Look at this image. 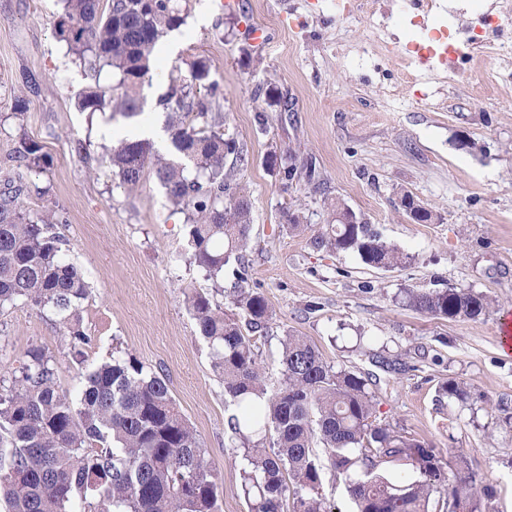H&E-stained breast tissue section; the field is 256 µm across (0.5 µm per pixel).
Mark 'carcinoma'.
<instances>
[{"mask_svg":"<svg viewBox=\"0 0 512 512\" xmlns=\"http://www.w3.org/2000/svg\"><path fill=\"white\" fill-rule=\"evenodd\" d=\"M56 38L90 68L119 76L115 89L86 91L81 109L130 119L142 111L138 88L165 34L185 23L175 0H60ZM204 87L223 96L210 67L196 61L187 83L175 84L163 101L170 157L148 139L124 138L102 156L128 190L152 172L171 204L186 216L189 263L218 277L234 262L231 318L192 289L186 303L208 341L214 368L240 415L228 421L231 442L243 449L241 487L249 512H328L319 496L325 472L340 476L356 512H489L491 491L476 488L459 456L398 435L377 422V381L336 369L302 335L287 333L280 355L281 379L270 387L251 334L272 318L265 297L247 288L249 200L231 184L227 160L245 162L233 138L224 137L221 114L194 99ZM37 147L25 141L11 161L34 176L45 172ZM265 164L281 179L297 166L275 152ZM29 183L7 172L0 188V310L22 300L51 321L68 342L74 363L86 361L91 338L82 305L89 285L66 260L68 223L54 207H27ZM316 243L353 251L372 268L406 263L408 256L382 240L367 223L330 224ZM409 306L428 315L475 320L489 312L488 298L472 290L406 292ZM55 358L33 347L9 375L0 377V509L3 512H219L217 475L192 424L172 397L165 376L137 358H117L83 374L78 401L60 393ZM442 397L464 402L471 391L449 379ZM403 460L417 477L392 482L378 473Z\"/></svg>","mask_w":512,"mask_h":512,"instance_id":"obj_1","label":"carcinoma"}]
</instances>
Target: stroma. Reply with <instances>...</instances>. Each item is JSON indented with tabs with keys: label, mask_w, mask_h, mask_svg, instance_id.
<instances>
[{
	"label": "stroma",
	"mask_w": 512,
	"mask_h": 512,
	"mask_svg": "<svg viewBox=\"0 0 512 512\" xmlns=\"http://www.w3.org/2000/svg\"><path fill=\"white\" fill-rule=\"evenodd\" d=\"M355 2L351 20L336 0H178L186 21L158 43L139 89L143 111L125 120L80 110L88 87L117 78L91 75L55 37L59 0H0V175L20 141L38 146L47 193L30 204L66 212V257L91 286L87 367L131 354L164 374L218 476L221 512H248L242 451L225 431L236 408L185 303L195 288L234 313L233 269L213 280L189 264L184 216L154 176L130 191L98 168L106 147L165 120L174 80L205 59L224 89L210 107L248 154L233 182L251 203L247 284L273 313L257 341L270 379L280 377L286 332L306 336L335 367L376 376L378 421L464 457L479 486L493 489L492 512H512V352L498 337L512 315V81L485 83L492 62L473 51L453 77L403 51L426 42L427 29L455 30L476 8L512 12V0H435L424 30L383 17L386 0ZM257 26L265 43L249 34ZM381 39L392 52L376 50ZM271 151L313 166L317 185L283 186L264 163ZM403 191L431 208V223L403 214ZM336 201L407 262L376 269L316 246ZM288 209L301 229L289 228ZM448 288L483 293L493 308L447 319L403 301L408 289ZM34 346L56 358L60 390L79 399L82 377L63 338L47 315L16 302L0 313V374ZM451 378L470 385L468 402L440 397Z\"/></svg>",
	"instance_id": "stroma-1"
}]
</instances>
